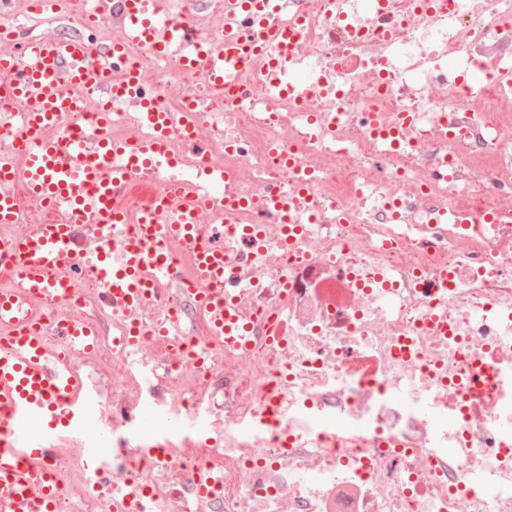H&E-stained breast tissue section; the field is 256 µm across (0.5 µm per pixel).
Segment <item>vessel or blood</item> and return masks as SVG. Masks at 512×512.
Masks as SVG:
<instances>
[{
  "instance_id": "1",
  "label": "vessel or blood",
  "mask_w": 512,
  "mask_h": 512,
  "mask_svg": "<svg viewBox=\"0 0 512 512\" xmlns=\"http://www.w3.org/2000/svg\"><path fill=\"white\" fill-rule=\"evenodd\" d=\"M277 6L278 0H225L224 45L218 50L193 44L188 26L172 17L169 0H96L101 17L117 12L123 18L103 48L80 37L31 39L20 48L11 34L0 31V100L22 105L16 132L25 153L22 176L0 163V181L21 179L27 194L68 214L64 224L23 227L0 248V276L13 282L0 292V330L8 334L7 344L0 346V512H55L62 488L45 461L57 439L96 425L86 382L61 352L68 346L95 353L93 325L57 322L53 332L61 347L55 350L31 322V306L72 292L69 271L75 254H82L97 276L106 307L131 317L154 297L153 273L169 268L166 242L190 241L199 274L196 300L214 334L232 349L250 347L231 287L234 268L224 250V227L212 218L216 206H233V199L216 192L175 199L160 192L149 205L151 221L137 234L116 239L111 230L123 221L116 197L132 176L170 164L164 138L170 115L142 94L140 75L126 66L128 46L177 56L184 69L203 66L220 85L253 61L261 46L283 54L292 50L295 30L270 22ZM131 100L157 135L113 144L106 134L112 107ZM86 112L93 115L88 127L80 121ZM300 203V198L271 193L253 207L287 212ZM75 224L90 230L93 248L80 249L71 234ZM164 418L160 410H143L135 434L142 448L168 451L169 439L160 430Z\"/></svg>"
}]
</instances>
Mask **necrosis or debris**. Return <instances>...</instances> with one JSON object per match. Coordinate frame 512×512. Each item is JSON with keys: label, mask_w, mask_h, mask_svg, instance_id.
<instances>
[{"label": "necrosis or debris", "mask_w": 512, "mask_h": 512, "mask_svg": "<svg viewBox=\"0 0 512 512\" xmlns=\"http://www.w3.org/2000/svg\"><path fill=\"white\" fill-rule=\"evenodd\" d=\"M35 3L0 0V16L34 18L51 37L68 20L100 45L121 21L71 16V0H51L44 14ZM380 9L392 31L376 27ZM298 15L305 23L288 70L311 79L276 96L264 58L216 86L204 70L129 51L145 93L175 119V163L135 175L117 196L124 233L136 231L156 192H200L190 177L198 169L222 171L243 200L291 190L284 151L311 175L317 220L290 249L281 219L216 212L220 224L263 225L267 240L257 260L239 242L224 244L255 336L246 351L210 340L184 294L196 263L181 243L169 244L174 273L157 278L139 314L140 348L113 349L126 322L103 306L82 264L71 297L35 309L41 323L96 325L98 353L70 361L92 381L99 428L112 432L106 462L72 438L52 449L57 477L84 484L59 512H123L112 486L128 477L150 492L145 512H512V147L470 108L483 88L444 67L453 58L464 72L485 69L491 108L512 111V92L497 87L500 68H512V0H285L277 20ZM371 112L387 124L416 113L405 133L413 150L376 140ZM445 160L457 166L456 182L435 178ZM476 175L496 223H433L431 211H456ZM174 306L184 330L152 337ZM432 313L447 335L426 326ZM274 391L288 408L269 428L261 413ZM151 406L169 429L201 420L210 439L176 438L163 459L147 453L131 435ZM330 426L329 448L321 435ZM200 468L222 475V496L195 492Z\"/></svg>", "instance_id": "4bbe7bcc"}]
</instances>
